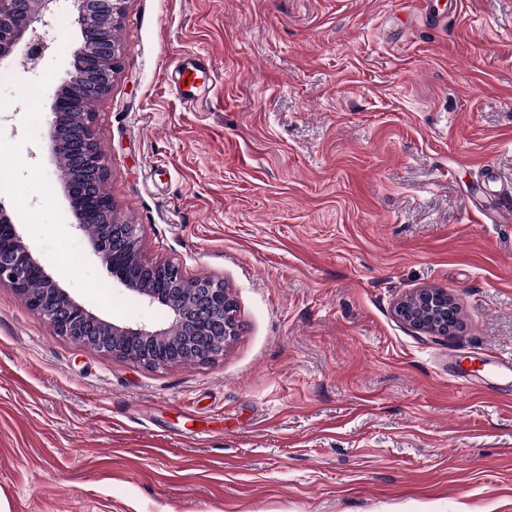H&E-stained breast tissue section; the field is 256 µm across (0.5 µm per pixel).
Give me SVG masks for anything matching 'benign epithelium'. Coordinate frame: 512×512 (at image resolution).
I'll list each match as a JSON object with an SVG mask.
<instances>
[{
  "label": "benign epithelium",
  "mask_w": 512,
  "mask_h": 512,
  "mask_svg": "<svg viewBox=\"0 0 512 512\" xmlns=\"http://www.w3.org/2000/svg\"><path fill=\"white\" fill-rule=\"evenodd\" d=\"M54 2L0 0V64L9 57L23 64L45 54L49 44L43 32L51 26ZM73 2L78 10V46L71 56L68 78L57 87L50 103L53 120L48 140L55 157L67 151L77 168L75 177H63L76 220L74 229L86 236L93 254L113 280L145 305L166 307L169 322L165 326L127 325L97 316L47 274L1 205L0 286L11 288L55 334L115 359L156 368L175 364L174 351L188 350L201 364L213 362L238 333L235 303L224 282L209 277L188 278L180 265L145 255L140 225L116 223L115 206L105 187L111 159L100 150L94 133L97 114L88 113V120L80 128L71 130L67 124L69 112L80 106L76 98L81 93L99 100L111 90L122 47L110 31L124 15L127 0ZM92 224L98 231L89 230ZM34 275L42 282L37 296L28 289ZM416 300L430 316H415L401 305L398 313L403 320L417 330L448 334L454 325L448 293L428 289Z\"/></svg>",
  "instance_id": "obj_1"
}]
</instances>
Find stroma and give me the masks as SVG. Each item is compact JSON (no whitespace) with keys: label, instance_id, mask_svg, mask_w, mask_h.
<instances>
[{"label":"stroma","instance_id":"35a3bbf8","mask_svg":"<svg viewBox=\"0 0 512 512\" xmlns=\"http://www.w3.org/2000/svg\"><path fill=\"white\" fill-rule=\"evenodd\" d=\"M0 64V205L107 320L160 324L72 227L30 138L76 46ZM95 110L106 188L148 257L223 281L239 334L151 369L56 335L0 286V512H512V396L456 376L512 356V0H128ZM202 63L197 103L170 83ZM448 292L460 321L399 302ZM421 306L431 315L426 319L412 315L408 308L416 306L414 299L405 302L398 308V313L410 326L417 330L432 334L448 335V331L454 325V320L449 314L448 293L440 289H428L420 292L415 298ZM405 305V307H404Z\"/></svg>","mask_w":512,"mask_h":512}]
</instances>
